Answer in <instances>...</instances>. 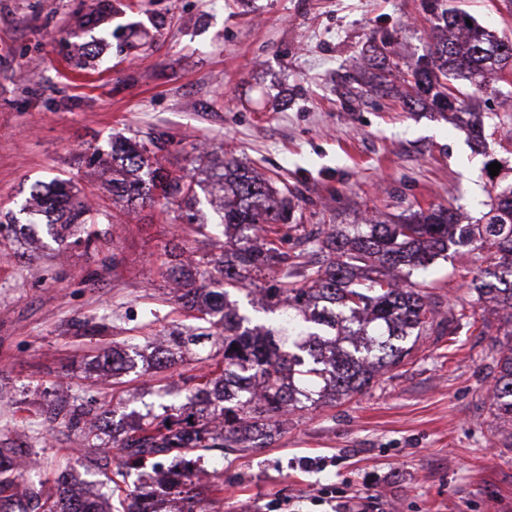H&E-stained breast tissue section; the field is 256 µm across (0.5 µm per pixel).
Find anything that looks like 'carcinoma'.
I'll return each instance as SVG.
<instances>
[{"label":"carcinoma","instance_id":"1","mask_svg":"<svg viewBox=\"0 0 512 512\" xmlns=\"http://www.w3.org/2000/svg\"><path fill=\"white\" fill-rule=\"evenodd\" d=\"M437 19L443 35L428 55L410 68L419 100L461 112L467 100L448 80L485 78L512 65V43L472 21L466 12L441 7ZM166 142L147 135L139 140L112 138L110 151L93 153L92 164L107 178L112 201L196 200L193 181L173 174L159 162ZM194 169L207 173L208 202L216 207L224 226V251L203 252L168 269V279L189 309L202 308L206 326L178 333L155 347L154 365L172 366L194 348L201 353L212 338H221L218 351L201 358L207 370L182 378L190 405L172 399L147 410L112 446L98 443L100 431L88 427L96 419L108 423L111 410L94 413L74 406L72 422L86 442V466L91 470L112 464L111 448L130 461L154 460L165 468L166 480L182 501L181 512H197L201 484L193 479L197 460L191 450L222 448L249 442L264 443L279 431L283 416L301 399L333 402L368 388L408 354V338L428 336L440 323L424 292L381 274L383 269H407V275L427 269L449 249L469 251L478 242L487 248V266L473 283L481 299L509 311L512 317V187L489 196L482 224H461L448 208L431 209L396 224L368 220L328 231L293 222L295 204L288 190L234 159L224 160L208 150L198 152ZM37 212L56 228L58 240L73 231L72 244L90 247L99 223L91 210L72 193L71 181L57 179L31 187L21 207ZM294 235L299 251L282 248ZM324 254V261H303L308 249ZM270 279L265 288L274 305L286 310L275 327L246 329L230 295L244 279ZM112 371L133 365L124 349L106 353ZM499 372L492 388L499 417L512 420V345L501 351ZM15 448L0 447V512L12 508L16 480L21 477ZM26 512H105L100 501L70 489L68 505L57 508L45 483L31 485ZM123 512H158L151 494L141 485L126 497Z\"/></svg>","mask_w":512,"mask_h":512}]
</instances>
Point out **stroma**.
<instances>
[{
    "mask_svg": "<svg viewBox=\"0 0 512 512\" xmlns=\"http://www.w3.org/2000/svg\"><path fill=\"white\" fill-rule=\"evenodd\" d=\"M100 2L0 0V221L26 223L31 186L56 177L113 218L88 249L59 250L42 224L37 255L0 236V443L36 458L31 482L65 472L122 512L147 470L86 472L70 411L107 404L119 433L181 388L194 355L120 376L95 359L196 326L166 269L171 248L209 241L182 228V201L113 207L94 148L149 133L167 142L163 166L186 172L203 145L223 146L298 196L306 224H389L437 207L466 224L512 184V80L492 96L461 85L487 115L481 148L466 114L408 104V67L438 34L422 0H112L117 38L97 67L76 68L71 20ZM457 6L512 38V0ZM481 266L478 252L452 253L418 275L440 317L466 316L420 337L370 387L298 405L265 446L203 452L207 512H512V422L489 401L512 319L471 289Z\"/></svg>",
    "mask_w": 512,
    "mask_h": 512,
    "instance_id": "35a3bbf8",
    "label": "stroma"
}]
</instances>
